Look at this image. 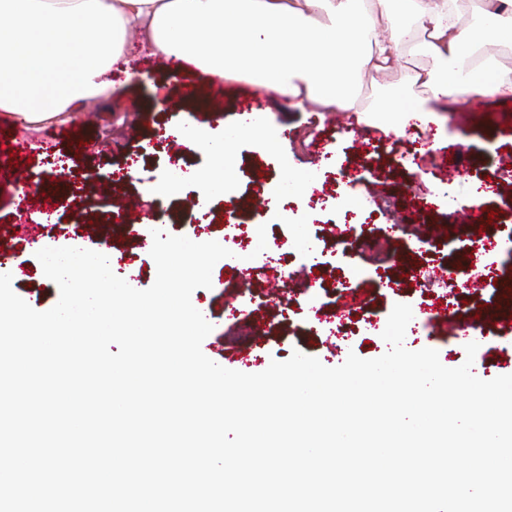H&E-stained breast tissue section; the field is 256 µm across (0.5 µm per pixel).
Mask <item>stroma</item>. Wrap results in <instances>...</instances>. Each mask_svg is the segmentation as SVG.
<instances>
[{
	"label": "stroma",
	"mask_w": 512,
	"mask_h": 512,
	"mask_svg": "<svg viewBox=\"0 0 512 512\" xmlns=\"http://www.w3.org/2000/svg\"><path fill=\"white\" fill-rule=\"evenodd\" d=\"M422 61V56L408 51L399 68L365 74L353 113L298 112L250 84L221 82L196 70L177 76L172 61L143 57L138 68L144 80L117 88L111 99L89 105L86 111L63 113L36 131L0 119V142L18 139L25 144L21 155L0 152V169L19 164L25 174L19 182L0 184V241L9 243L16 263L27 272L25 279L13 280L14 292L35 310L51 309L58 294L47 283L37 253L45 247L70 246L76 239L86 249H108L115 274L128 276L135 289L149 288L156 278L149 248L154 211L141 201V183L164 178L171 165L173 150L162 136L165 127L183 119L213 129L228 126L248 100L269 114L274 129L269 150H260L247 138L233 145L244 167L241 197L271 187L290 169L313 171L330 201L326 209H297L291 223L266 228L271 240L288 237L299 224L310 235L307 255L283 258L298 280L287 307L271 301L265 256L246 264L251 268L247 277L239 274L241 262L215 264L211 287L196 289L191 297L213 326L202 343L204 354L244 373L262 372L271 361L287 360L296 351L328 367L342 365L351 353L375 359L388 345L380 331L370 327V320L387 322L398 303H423L435 314L452 305L467 317L479 318L487 326L476 353L485 376L512 374V328L498 318V271L506 256L492 251L479 263L467 265L464 251L448 245L452 236L475 238L483 232L500 240L512 235V176L503 177L500 166L503 159L512 158V105L491 98L472 100L439 113L434 124L403 133L370 127L365 137L356 134L357 111L368 109L383 89L399 85L403 68ZM64 156L72 159L71 173L63 180L66 194L51 221L45 222L29 192L36 177L50 176L49 162ZM135 156L141 159L142 180L119 179L118 171ZM490 178L499 180L498 190L484 197L482 216L466 222L449 212L447 200L434 193L444 184L464 202ZM194 192L189 186L164 202L166 233L223 239V220L198 223L191 211ZM338 196L359 197L369 214L358 234H375L395 224L402 229L398 250L384 264L383 277L393 280V287H382L381 277L357 279L351 302L343 298L336 281L351 276L353 267H367L369 259L361 254L348 266L326 247L336 233ZM127 206L136 219L133 228L119 233L106 223L100 238L87 239L82 219L93 220ZM425 269L463 271L478 277L480 287L454 296L439 287L416 291L414 275ZM340 323L345 326L341 336L335 333ZM421 338L438 351L444 366L455 368L464 362L468 337L463 331L448 332L435 318L426 322Z\"/></svg>",
	"instance_id": "1"
}]
</instances>
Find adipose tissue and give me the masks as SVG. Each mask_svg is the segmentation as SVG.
<instances>
[{"mask_svg": "<svg viewBox=\"0 0 512 512\" xmlns=\"http://www.w3.org/2000/svg\"><path fill=\"white\" fill-rule=\"evenodd\" d=\"M481 13V28L466 31L457 0H0V114L39 129L105 100L113 74L135 77L140 56L253 84L301 111H352L361 71L392 69L424 45L426 63L372 106L418 125L451 98L512 97V75L477 58L491 36L512 33V0H481ZM166 132L208 157L179 175L201 211L236 191L233 142L267 145L253 111L218 134L187 121Z\"/></svg>", "mask_w": 512, "mask_h": 512, "instance_id": "ef3b65f1", "label": "adipose tissue"}]
</instances>
